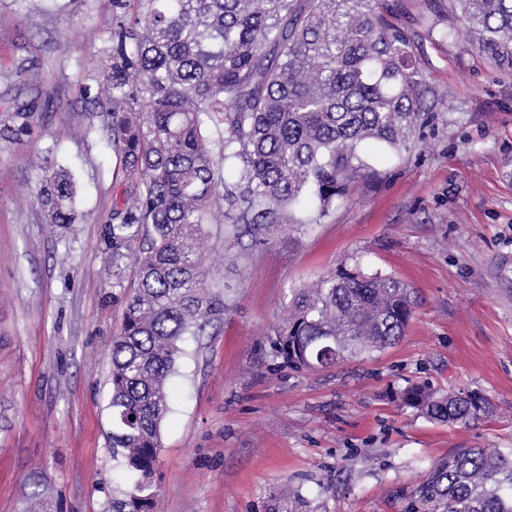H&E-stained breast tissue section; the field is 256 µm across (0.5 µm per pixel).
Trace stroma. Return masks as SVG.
I'll return each instance as SVG.
<instances>
[{
	"instance_id": "obj_1",
	"label": "stroma",
	"mask_w": 512,
	"mask_h": 512,
	"mask_svg": "<svg viewBox=\"0 0 512 512\" xmlns=\"http://www.w3.org/2000/svg\"><path fill=\"white\" fill-rule=\"evenodd\" d=\"M436 112L406 150L365 146L374 177L321 223L259 250L210 225L227 307L186 337L155 480L162 512H404L458 448H512V70L441 38L432 0H396ZM0 113L37 99L45 137L0 148V512H112L111 335L121 298L100 276L116 188L78 71L96 72L112 0H0ZM39 68L40 91L8 74ZM69 168L80 217L50 235L29 193L46 147ZM413 290L404 336L365 359L297 373L270 340L293 289L338 270ZM475 399L468 424L430 421L408 384Z\"/></svg>"
}]
</instances>
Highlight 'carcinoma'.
<instances>
[{
  "instance_id": "1",
  "label": "carcinoma",
  "mask_w": 512,
  "mask_h": 512,
  "mask_svg": "<svg viewBox=\"0 0 512 512\" xmlns=\"http://www.w3.org/2000/svg\"><path fill=\"white\" fill-rule=\"evenodd\" d=\"M391 0H112L99 75H78L85 110L101 118L121 187L101 229L108 280L123 289L112 336L109 446L125 488L112 512H156L155 464L182 342L224 313L204 253L207 225L241 226L254 246L277 227L303 228L369 176L363 145L408 147L430 122L436 92L395 23ZM448 26L512 69V0H448ZM21 82L40 86L24 66ZM37 99L0 120V144L45 134ZM34 199L47 223L78 219L76 189L53 149ZM135 280L125 285L128 266ZM412 313L399 279L359 270L296 291L272 354L318 371L396 344ZM401 403L467 424L475 405L428 385ZM406 512H512V448H458L418 484Z\"/></svg>"
}]
</instances>
